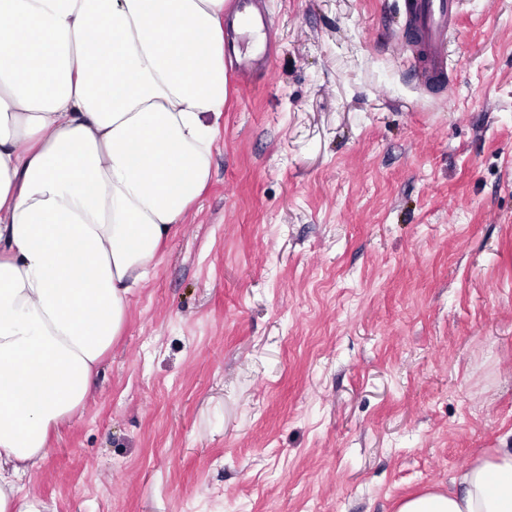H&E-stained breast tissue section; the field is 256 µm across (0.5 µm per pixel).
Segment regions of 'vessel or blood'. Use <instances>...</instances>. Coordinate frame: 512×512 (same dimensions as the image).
Here are the masks:
<instances>
[{
  "instance_id": "1",
  "label": "vessel or blood",
  "mask_w": 512,
  "mask_h": 512,
  "mask_svg": "<svg viewBox=\"0 0 512 512\" xmlns=\"http://www.w3.org/2000/svg\"><path fill=\"white\" fill-rule=\"evenodd\" d=\"M459 0H412L403 49L412 53L424 83L445 82L452 70L448 41L457 29Z\"/></svg>"
}]
</instances>
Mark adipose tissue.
<instances>
[{"label":"adipose tissue","instance_id":"ef3b65f1","mask_svg":"<svg viewBox=\"0 0 512 512\" xmlns=\"http://www.w3.org/2000/svg\"><path fill=\"white\" fill-rule=\"evenodd\" d=\"M226 0H0V512L211 178ZM397 512H512V448Z\"/></svg>","mask_w":512,"mask_h":512}]
</instances>
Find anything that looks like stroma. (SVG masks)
<instances>
[{
	"instance_id": "stroma-1",
	"label": "stroma",
	"mask_w": 512,
	"mask_h": 512,
	"mask_svg": "<svg viewBox=\"0 0 512 512\" xmlns=\"http://www.w3.org/2000/svg\"><path fill=\"white\" fill-rule=\"evenodd\" d=\"M263 7L45 512H396L512 447V0H460L434 96L406 0Z\"/></svg>"
}]
</instances>
